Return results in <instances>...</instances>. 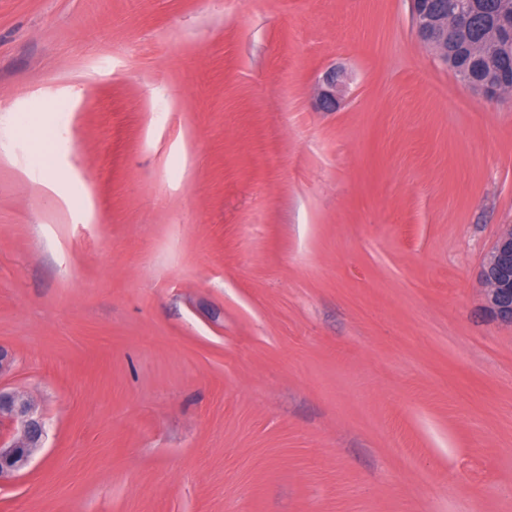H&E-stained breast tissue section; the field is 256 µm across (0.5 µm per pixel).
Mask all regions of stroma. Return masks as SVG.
Returning a JSON list of instances; mask_svg holds the SVG:
<instances>
[{
    "instance_id": "stroma-1",
    "label": "stroma",
    "mask_w": 512,
    "mask_h": 512,
    "mask_svg": "<svg viewBox=\"0 0 512 512\" xmlns=\"http://www.w3.org/2000/svg\"><path fill=\"white\" fill-rule=\"evenodd\" d=\"M505 224L409 0H0V512H512ZM346 80L347 77L342 70L333 68L326 71L322 77V89L317 99V106L326 111H335ZM483 307L495 320L512 325V224L503 225L478 270ZM12 432L0 438V486L28 467L46 435L43 417L25 395L0 385V425Z\"/></svg>"
}]
</instances>
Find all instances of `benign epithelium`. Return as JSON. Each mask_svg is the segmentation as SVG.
<instances>
[{
	"label": "benign epithelium",
	"instance_id": "7a95c632",
	"mask_svg": "<svg viewBox=\"0 0 512 512\" xmlns=\"http://www.w3.org/2000/svg\"><path fill=\"white\" fill-rule=\"evenodd\" d=\"M411 4L417 37L433 47L443 62H448V30L456 29L462 40H468L458 22L467 3L457 0L450 8L438 12L431 11L429 0H411ZM501 41L502 35L494 30L486 40L470 44L467 72L471 73V87L493 98L512 89L511 84L498 76L500 64L496 49ZM346 80L342 70L326 71L317 106L326 111L336 110ZM478 279L483 285L485 311L495 320L512 325V224L503 225L479 267ZM4 423L12 428V432L0 437V484L28 467L46 435L45 421L31 400L0 386V425Z\"/></svg>",
	"mask_w": 512,
	"mask_h": 512
}]
</instances>
